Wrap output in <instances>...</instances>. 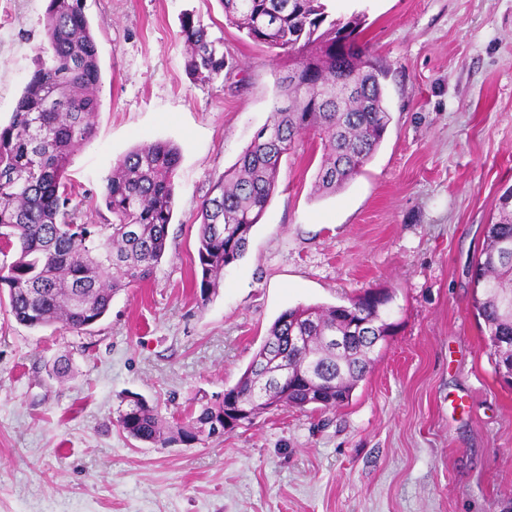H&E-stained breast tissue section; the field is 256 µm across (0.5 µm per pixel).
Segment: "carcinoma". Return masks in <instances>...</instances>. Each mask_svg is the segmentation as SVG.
<instances>
[{"mask_svg":"<svg viewBox=\"0 0 512 512\" xmlns=\"http://www.w3.org/2000/svg\"><path fill=\"white\" fill-rule=\"evenodd\" d=\"M227 24L279 57L288 74L279 82L288 105L236 164L212 185L199 210L200 294L208 300L224 269L243 258L250 234L278 183L282 157L318 142L322 152L315 190L331 195L361 173L390 123L383 73L359 36L363 21L333 18L325 0H218ZM46 44L25 84L10 123L0 126V241L15 247L0 267L14 320L38 329L60 323L79 332L102 319L122 289L149 278L163 258L174 207L180 148L168 141L134 147L106 178L108 224L82 222L68 189L74 152L94 132L101 84L98 47L84 0H48ZM185 68L195 79L224 76L220 43L194 15H184ZM472 276V303L488 332L490 356L501 376L512 370V209L504 201L486 236ZM393 300L368 290L347 305H299L272 324L244 374L229 388L246 401L252 384L288 371L283 406L333 410L369 373L372 337L391 336L386 316ZM301 337L296 346L289 337ZM340 336L343 344L331 340ZM119 422L134 439L153 446L190 445L224 436V400L201 406L187 424H165L155 408L135 398Z\"/></svg>","mask_w":512,"mask_h":512,"instance_id":"cac0c4a2","label":"carcinoma"}]
</instances>
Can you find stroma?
<instances>
[{
    "instance_id": "stroma-1",
    "label": "stroma",
    "mask_w": 512,
    "mask_h": 512,
    "mask_svg": "<svg viewBox=\"0 0 512 512\" xmlns=\"http://www.w3.org/2000/svg\"><path fill=\"white\" fill-rule=\"evenodd\" d=\"M47 4L0 0L1 125L45 42ZM86 5L102 82L94 135L69 167L73 202L103 223L117 161L172 142L168 247L82 332L27 328L0 304V512H512V386L471 303V266L512 186V0H328L365 17L385 138L333 195L314 191L315 142L285 156L245 256L207 301L201 203L267 125L288 60L227 25L218 0ZM186 12L223 42L222 80L188 75ZM369 289L392 293L398 328L342 406H281L164 448L121 429L135 396L183 421L237 383L282 312Z\"/></svg>"
}]
</instances>
